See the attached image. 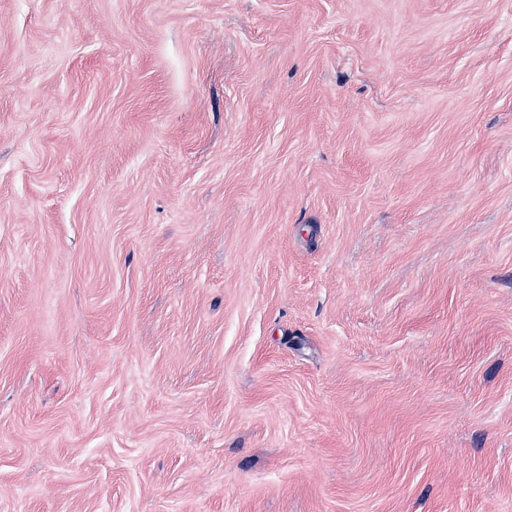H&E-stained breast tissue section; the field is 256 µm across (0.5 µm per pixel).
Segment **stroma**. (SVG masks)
<instances>
[{"label":"stroma","mask_w":512,"mask_h":512,"mask_svg":"<svg viewBox=\"0 0 512 512\" xmlns=\"http://www.w3.org/2000/svg\"><path fill=\"white\" fill-rule=\"evenodd\" d=\"M0 512H512V0H0Z\"/></svg>","instance_id":"obj_1"}]
</instances>
